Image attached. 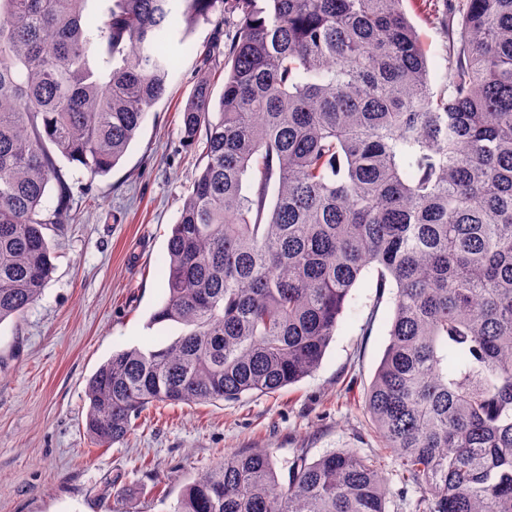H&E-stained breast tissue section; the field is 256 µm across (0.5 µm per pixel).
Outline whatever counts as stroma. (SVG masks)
Wrapping results in <instances>:
<instances>
[{"instance_id": "35a3bbf8", "label": "stroma", "mask_w": 512, "mask_h": 512, "mask_svg": "<svg viewBox=\"0 0 512 512\" xmlns=\"http://www.w3.org/2000/svg\"><path fill=\"white\" fill-rule=\"evenodd\" d=\"M428 51L433 86L448 72L442 4L407 0ZM236 36L199 25L170 43L177 68L118 164L93 176L73 164L78 221L54 241V272L20 321L0 323V512H171L181 493L227 451L268 449L286 461L337 450H378L364 411L388 343L390 299L371 277L351 292L320 367L277 394L235 402L151 406L126 441L94 445L84 431L89 377L112 353L157 349L181 333L150 324L163 302L167 241L199 161L180 140L181 112L199 69L198 47Z\"/></svg>"}]
</instances>
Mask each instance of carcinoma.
<instances>
[{
  "instance_id": "1",
  "label": "carcinoma",
  "mask_w": 512,
  "mask_h": 512,
  "mask_svg": "<svg viewBox=\"0 0 512 512\" xmlns=\"http://www.w3.org/2000/svg\"><path fill=\"white\" fill-rule=\"evenodd\" d=\"M101 2L0 0V323L42 295L44 230L72 220L57 159L108 173L175 72L160 45L231 18L237 35L222 55L200 49L182 111L202 169L150 317L182 332L90 377V439L123 442L150 405L311 375L372 269L393 308L365 409L416 512H512V0H445L460 20L437 92L404 0ZM387 494L380 455L301 454L282 484L252 448L173 512H387Z\"/></svg>"
}]
</instances>
